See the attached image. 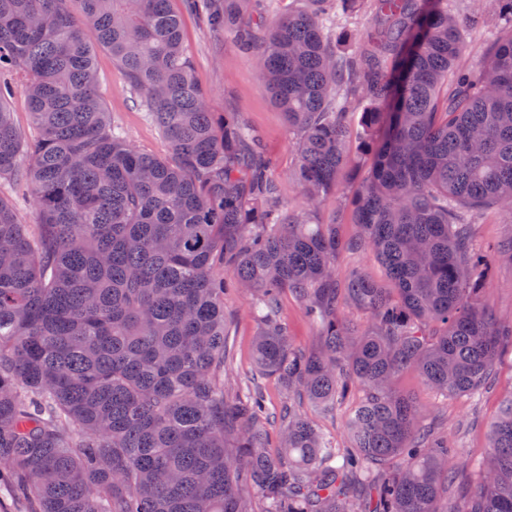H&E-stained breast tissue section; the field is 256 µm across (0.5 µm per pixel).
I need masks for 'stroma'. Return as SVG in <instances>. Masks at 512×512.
I'll return each instance as SVG.
<instances>
[{
  "instance_id": "35a3bbf8",
  "label": "stroma",
  "mask_w": 512,
  "mask_h": 512,
  "mask_svg": "<svg viewBox=\"0 0 512 512\" xmlns=\"http://www.w3.org/2000/svg\"><path fill=\"white\" fill-rule=\"evenodd\" d=\"M183 18L184 42L191 57L197 81L211 98L214 111L232 112L247 125L259 140L261 151L273 162L272 176L286 212L297 214L308 205L293 172L297 165L295 138L288 122L266 93L257 65L256 51L240 50L232 34L203 28L197 18L185 11L183 0H171ZM98 76L101 95L112 121L121 127L127 140L137 149L159 156L167 155L169 145L161 130L147 112L138 105L121 69L107 51L98 54ZM343 194L323 202L317 209L319 222H337L342 238H350L354 225L351 200L359 181L355 170L344 172ZM484 299L498 316H512V262L496 261L490 270ZM252 296L240 290L224 298V326L230 361L224 369V380L232 385L259 387L269 408H279L283 391L277 377L260 373L254 361L255 338L259 331L250 314ZM281 315L288 324L291 345L307 351L318 344V329L303 313V305L291 294L281 298ZM398 391L411 395L426 415L428 425L444 431L454 444L459 457L455 465L456 486L447 494L449 506H456L462 489L473 484L478 474L474 462L488 451V431L502 403L512 397V352L498 356L494 376L488 390L472 399H443L433 392L416 373L408 372L396 381ZM351 403L319 406L304 403L301 411L336 447L347 445V419Z\"/></svg>"
}]
</instances>
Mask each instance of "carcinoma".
<instances>
[{"label":"carcinoma","instance_id":"cac0c4a2","mask_svg":"<svg viewBox=\"0 0 512 512\" xmlns=\"http://www.w3.org/2000/svg\"><path fill=\"white\" fill-rule=\"evenodd\" d=\"M254 0H196L212 28L262 43L265 90L296 135L294 177L313 206L355 156L358 233L286 220L270 162L232 112L213 111L170 0H0V72L19 76L40 135L25 139L0 84V180L31 190L36 224L0 196V489L19 512H447L448 436L394 391L416 371L442 396L475 397L512 342L481 302L491 259L484 207L512 214V0L481 67L456 0H305L260 32ZM371 14L360 50L340 49ZM124 72L170 154L135 149L109 120L95 51ZM364 102L357 142L345 122ZM369 251L392 287L336 258ZM232 272L224 278L222 268ZM255 293L258 368L271 412L224 384V293ZM304 302L319 349L288 339L280 298ZM370 314L358 330L340 317ZM366 397L333 448L298 406ZM480 481L455 512H512V400L488 434Z\"/></svg>","mask_w":512,"mask_h":512}]
</instances>
